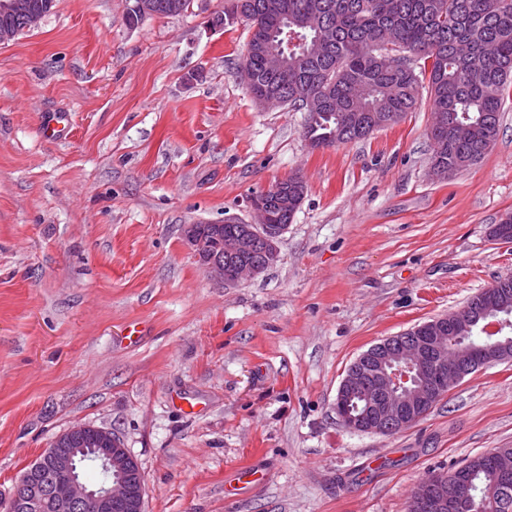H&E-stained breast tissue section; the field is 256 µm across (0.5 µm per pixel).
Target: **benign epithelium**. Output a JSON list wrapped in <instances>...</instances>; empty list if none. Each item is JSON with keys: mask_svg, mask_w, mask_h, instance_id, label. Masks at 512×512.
<instances>
[{"mask_svg": "<svg viewBox=\"0 0 512 512\" xmlns=\"http://www.w3.org/2000/svg\"><path fill=\"white\" fill-rule=\"evenodd\" d=\"M47 0H0V13L21 15L27 28L39 27L50 11ZM283 181L270 189L251 195L249 206L258 217L233 243L239 254H245L256 244L263 247L265 261L261 265L236 264L224 266L216 254L217 243L224 238V225L235 224L232 217L215 224L204 233L198 225L187 224L183 239L194 257L220 282L236 284L254 277L272 266L278 259V242L287 229L285 224L270 222L264 197L276 192ZM470 311L464 307L447 316H438L405 333L389 336L360 354L348 367L336 393V414L349 429L360 433L391 435L406 430L422 419L432 398L447 394L466 376L479 368L500 361L506 346L490 354L483 347L474 348L463 356L448 343V333L460 327V321ZM63 436L81 443L79 448H59L53 444L42 453L50 461L55 475L48 487L32 483L29 473H23L10 497L12 507L26 512H40L44 497H49L55 512H75L79 507L88 512H114L120 506L129 512H144L145 487L139 497L131 495L130 478L141 473L137 460L128 452L112 430L85 423L70 426ZM86 461L108 472V479L95 487L83 479L80 462ZM492 461L506 480L512 478V455L493 453ZM444 473L426 479V486L438 492L431 498L418 497L412 509L417 512L431 502L434 512H466L469 496L461 488L447 489Z\"/></svg>", "mask_w": 512, "mask_h": 512, "instance_id": "obj_1", "label": "benign epithelium"}]
</instances>
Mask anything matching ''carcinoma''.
Masks as SVG:
<instances>
[{"instance_id": "obj_1", "label": "carcinoma", "mask_w": 512, "mask_h": 512, "mask_svg": "<svg viewBox=\"0 0 512 512\" xmlns=\"http://www.w3.org/2000/svg\"><path fill=\"white\" fill-rule=\"evenodd\" d=\"M224 26H259L288 59V74H269L263 56L246 50L240 63L257 95L275 85L287 106L304 111L303 96L329 91L336 105L307 119L313 148L362 140L371 115L405 116L429 96L432 159L458 173L477 163L497 139L500 114L512 95V0H224ZM329 28L334 40L313 41ZM379 42L375 55L366 52ZM423 52L417 64L406 54ZM509 294L495 293L481 304L496 312ZM465 490L479 501L491 497L512 512V480L504 482L490 458L478 455L465 466Z\"/></svg>"}]
</instances>
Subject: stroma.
Segmentation results:
<instances>
[{
	"instance_id": "obj_1",
	"label": "stroma",
	"mask_w": 512,
	"mask_h": 512,
	"mask_svg": "<svg viewBox=\"0 0 512 512\" xmlns=\"http://www.w3.org/2000/svg\"><path fill=\"white\" fill-rule=\"evenodd\" d=\"M133 4L56 0L0 45V497L76 422L119 435L145 512H409L429 474L512 448V359L394 435L334 407L360 353L512 276L489 235L512 215V97L483 159L436 179L428 103L312 148L306 113L238 78L224 0L130 25ZM291 175L278 261L214 280L184 225L251 222Z\"/></svg>"
}]
</instances>
